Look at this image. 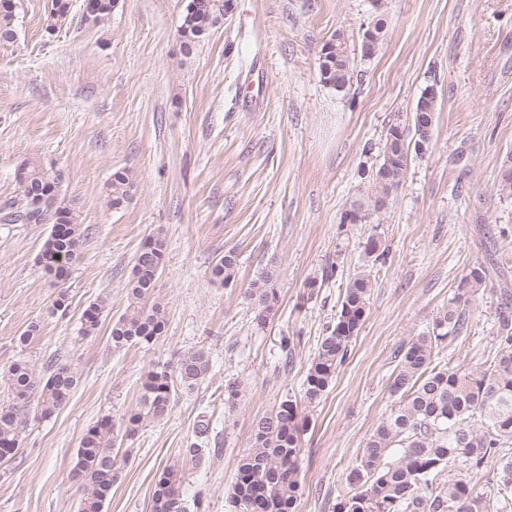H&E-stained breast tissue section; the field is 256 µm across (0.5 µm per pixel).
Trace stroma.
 <instances>
[{"mask_svg":"<svg viewBox=\"0 0 512 512\" xmlns=\"http://www.w3.org/2000/svg\"><path fill=\"white\" fill-rule=\"evenodd\" d=\"M187 0H118L109 19L83 0L47 34L50 0H15L16 39L0 45V403L9 366L26 359L76 367L81 381L49 417L30 414L20 450L0 462V512H78L76 450L103 418L122 426L153 367L204 347L210 375L176 393L170 415L120 440L119 475L104 512H150L158 475L182 471L186 512H227L236 463L254 419L300 397L310 361L334 323L343 285L378 235L387 259L373 272L366 321L328 389L303 412L300 496L294 512H334L345 473L394 402L396 351L421 334L476 263L512 277V192L500 186L512 151V0H381L386 33L363 57L369 0H233L192 53L178 29ZM342 35L353 77L342 93L319 75L322 46ZM438 112L428 151L378 222L340 214L374 167L389 125L410 124L426 88ZM35 164L57 181L86 229L69 279L40 263L46 224H7L22 203L17 172ZM129 170L133 200L109 208L106 185ZM166 239L152 301L166 312L150 346L113 350L109 332L128 301L125 283L143 241ZM344 256H337V244ZM239 274L210 271L227 250ZM338 262L317 295L309 278ZM275 267L280 301L264 328L245 294ZM65 308L54 310L58 293ZM104 303L96 334L84 310ZM39 324L29 344L19 338ZM494 305L479 296L467 339L445 346L450 364L475 368L492 346ZM297 337L292 355L281 339ZM240 392L224 404V382ZM208 421L217 446L202 465L185 450Z\"/></svg>","mask_w":512,"mask_h":512,"instance_id":"35a3bbf8","label":"stroma"}]
</instances>
